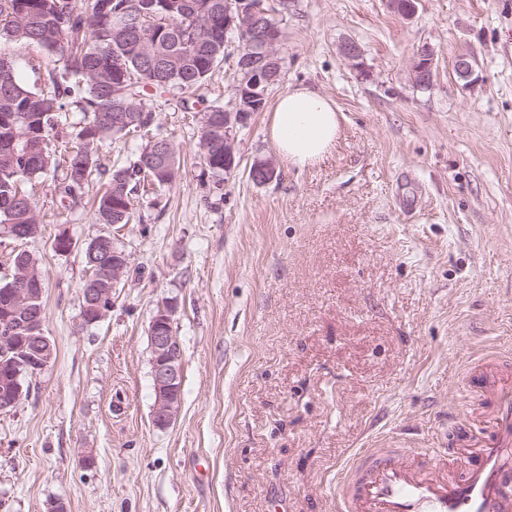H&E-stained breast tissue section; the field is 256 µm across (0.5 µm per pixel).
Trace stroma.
<instances>
[{"label":"stroma","instance_id":"obj_1","mask_svg":"<svg viewBox=\"0 0 512 512\" xmlns=\"http://www.w3.org/2000/svg\"><path fill=\"white\" fill-rule=\"evenodd\" d=\"M283 75L236 134L235 167L214 176L201 115L154 98L176 147L174 184L136 191L130 224L62 205L51 173L35 188L39 235L0 233V283L14 252L38 258L54 355L0 414V512H335L338 472L361 448L448 447L465 407L485 424L467 372L512 355V0H295L278 17ZM356 42L359 65L339 53ZM434 81L416 86L421 46ZM208 79L232 107L233 55ZM37 83L52 57L0 45ZM474 63V83L454 72ZM306 87L341 115L335 146L288 167L270 138L277 97ZM277 177L257 184L254 162ZM69 231L67 253L53 241ZM111 235L130 258L100 322L81 316L84 248ZM176 302L181 405L152 420L148 329ZM94 455L85 466L83 458Z\"/></svg>","mask_w":512,"mask_h":512}]
</instances>
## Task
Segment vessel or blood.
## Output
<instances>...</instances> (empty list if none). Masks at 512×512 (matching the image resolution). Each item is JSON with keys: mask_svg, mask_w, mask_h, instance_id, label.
<instances>
[{"mask_svg": "<svg viewBox=\"0 0 512 512\" xmlns=\"http://www.w3.org/2000/svg\"><path fill=\"white\" fill-rule=\"evenodd\" d=\"M472 390H489L488 425L445 452L403 458L397 448L356 453L336 486V512H512V374L481 360Z\"/></svg>", "mask_w": 512, "mask_h": 512, "instance_id": "vessel-or-blood-1", "label": "vessel or blood"}]
</instances>
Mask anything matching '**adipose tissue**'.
<instances>
[{"label":"adipose tissue","instance_id":"adipose-tissue-1","mask_svg":"<svg viewBox=\"0 0 512 512\" xmlns=\"http://www.w3.org/2000/svg\"><path fill=\"white\" fill-rule=\"evenodd\" d=\"M340 134V113L328 97L305 87L283 93L274 108L270 138L281 159L302 169L321 160Z\"/></svg>","mask_w":512,"mask_h":512}]
</instances>
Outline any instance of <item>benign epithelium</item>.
Here are the masks:
<instances>
[{
  "mask_svg": "<svg viewBox=\"0 0 512 512\" xmlns=\"http://www.w3.org/2000/svg\"><path fill=\"white\" fill-rule=\"evenodd\" d=\"M248 29L249 49L240 68L244 79L235 87V104L224 110V123L211 127L210 142H224V173L234 168L235 137L243 123V113L259 99V89L278 82L283 59L280 56V36L261 0H227L224 3V33ZM434 77V52L422 46L412 69V80L423 87ZM174 147L167 140L153 139L148 153L153 158L169 159ZM130 267L125 253L115 252L103 271L112 274V285H117ZM43 295L41 282L34 281L23 267L17 268L9 302L0 311V412L13 410L22 400L19 377L23 373L37 374L53 358V347L42 329L43 311L34 305ZM83 317L98 321L111 309V289L88 288L83 293ZM177 304L165 303L153 315L149 325L151 349V377L154 390L153 422L165 427L175 418L181 403L180 387L183 376V349L173 329Z\"/></svg>",
  "mask_w": 512,
  "mask_h": 512,
  "instance_id": "7a95c632",
  "label": "benign epithelium"
}]
</instances>
